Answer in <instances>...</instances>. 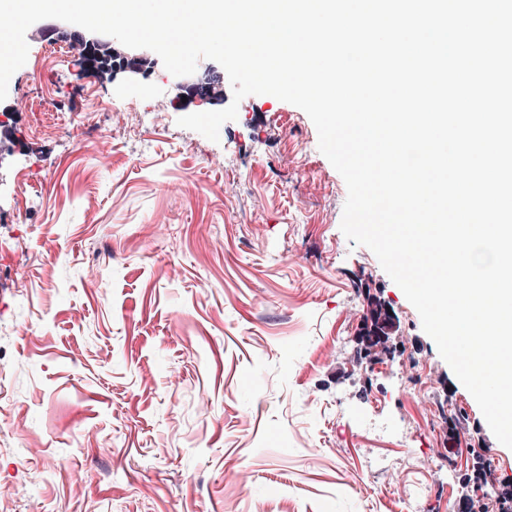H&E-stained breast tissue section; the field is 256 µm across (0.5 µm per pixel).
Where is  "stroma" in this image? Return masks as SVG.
<instances>
[{"label": "stroma", "instance_id": "obj_1", "mask_svg": "<svg viewBox=\"0 0 512 512\" xmlns=\"http://www.w3.org/2000/svg\"><path fill=\"white\" fill-rule=\"evenodd\" d=\"M79 32L32 25L0 102V512H500L512 449L342 233L347 187L308 115L249 95L211 141L177 120L231 103L220 64L198 63L217 78L201 104L148 49L136 74L43 63ZM20 90L57 124L15 114ZM89 113L132 126L109 159ZM379 304L389 340L369 349Z\"/></svg>", "mask_w": 512, "mask_h": 512}]
</instances>
